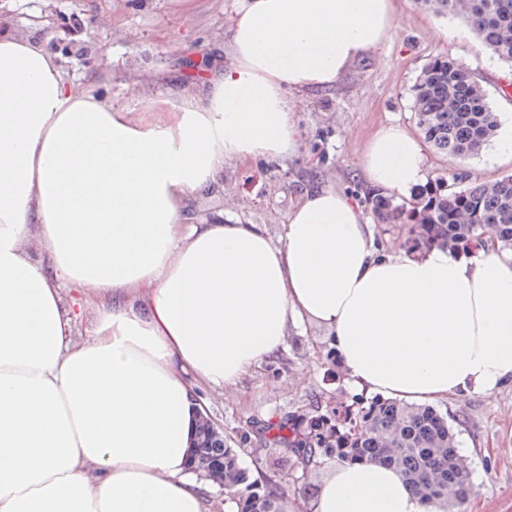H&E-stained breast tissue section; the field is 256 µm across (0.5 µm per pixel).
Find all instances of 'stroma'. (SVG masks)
Listing matches in <instances>:
<instances>
[{
    "label": "stroma",
    "instance_id": "1",
    "mask_svg": "<svg viewBox=\"0 0 512 512\" xmlns=\"http://www.w3.org/2000/svg\"><path fill=\"white\" fill-rule=\"evenodd\" d=\"M232 7L233 0H199L198 10L186 16L175 10L173 0H0V28L55 56L67 82L92 75L120 99L125 92L112 75L113 56L125 59L147 92H175L177 80L193 78L197 58L223 55ZM463 27L456 18L435 15L421 0H397L390 39L356 61L336 88L304 95L296 116L316 165L299 159L250 168L225 164L220 185L198 196L196 210L210 216L230 211L235 221L264 225L278 242L289 210L316 185L336 184L366 203L368 188L359 165L365 139L384 125L417 132L412 88L423 67L440 56L467 65L497 116H512V64L478 39H458ZM425 153L431 183L456 175L480 184L512 174V159L491 152L450 158L429 146ZM330 341L328 332L315 325L290 327L284 350L238 386L200 392L241 464L276 479L295 512H310L335 463L324 461L305 479L291 480L294 456L286 448L268 447L258 426L291 412L374 397L353 390L340 367L330 363ZM439 406L459 433L461 454L471 462L467 506L473 512H512V385L490 395L451 397Z\"/></svg>",
    "mask_w": 512,
    "mask_h": 512
}]
</instances>
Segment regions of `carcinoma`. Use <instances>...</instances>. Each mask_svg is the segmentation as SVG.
<instances>
[{
    "instance_id": "obj_1",
    "label": "carcinoma",
    "mask_w": 512,
    "mask_h": 512,
    "mask_svg": "<svg viewBox=\"0 0 512 512\" xmlns=\"http://www.w3.org/2000/svg\"><path fill=\"white\" fill-rule=\"evenodd\" d=\"M423 3L439 15L463 18L488 49L512 62V0ZM412 108L424 138L454 157L475 154L498 128L486 91L471 69L455 59H435L423 68L413 86ZM368 201L378 219L411 224L414 248L467 251L491 240L512 249V174L465 187L456 176L440 178L406 206L378 190L368 193ZM260 430L270 447H287L310 466L333 458L393 467L438 512H451L471 489V465L458 451L457 432L448 413L434 406L375 398L355 410L339 404L306 420L289 414ZM191 461L208 475L224 465V496L233 512H285L280 484L242 466L224 436L205 421L198 425Z\"/></svg>"
}]
</instances>
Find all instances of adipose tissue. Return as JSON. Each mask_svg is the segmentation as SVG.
Wrapping results in <instances>:
<instances>
[{
	"mask_svg": "<svg viewBox=\"0 0 512 512\" xmlns=\"http://www.w3.org/2000/svg\"><path fill=\"white\" fill-rule=\"evenodd\" d=\"M395 18L394 0H238L226 61L156 95L114 62L124 103L0 31V512H209L190 465L198 392L241 383L303 320L330 333L358 390L426 405L512 383V254L497 246L379 253L329 184L291 209L279 244L191 214L225 163L297 158L294 94L335 87ZM361 168L403 194L426 157L386 126ZM68 288L96 312L88 337ZM314 512L433 510L396 470L354 463Z\"/></svg>",
	"mask_w": 512,
	"mask_h": 512,
	"instance_id": "obj_1",
	"label": "adipose tissue"
}]
</instances>
